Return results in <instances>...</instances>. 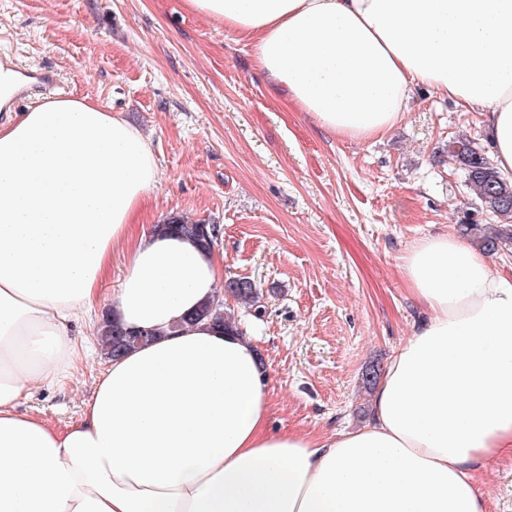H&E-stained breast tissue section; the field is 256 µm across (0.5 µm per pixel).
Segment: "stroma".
Segmentation results:
<instances>
[{"mask_svg": "<svg viewBox=\"0 0 512 512\" xmlns=\"http://www.w3.org/2000/svg\"><path fill=\"white\" fill-rule=\"evenodd\" d=\"M50 66L61 94L118 113L151 140L159 183L138 223L220 225L224 273L252 280L263 313L227 299L269 377L268 427L328 435L369 415L373 385L425 312L401 259L420 239L492 225L447 146H493L483 114L419 86L382 138L320 129L270 90L252 42L185 0H0V53ZM103 367L36 390L19 409L78 421ZM475 480L488 512H512V452Z\"/></svg>", "mask_w": 512, "mask_h": 512, "instance_id": "1", "label": "stroma"}]
</instances>
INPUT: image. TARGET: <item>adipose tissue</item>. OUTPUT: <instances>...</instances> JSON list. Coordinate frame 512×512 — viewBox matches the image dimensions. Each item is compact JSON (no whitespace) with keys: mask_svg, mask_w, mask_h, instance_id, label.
<instances>
[{"mask_svg":"<svg viewBox=\"0 0 512 512\" xmlns=\"http://www.w3.org/2000/svg\"><path fill=\"white\" fill-rule=\"evenodd\" d=\"M187 4L253 41L257 68L320 128L383 137L425 85L481 109L512 172V0ZM158 182L149 138L86 100L0 127V512H486L474 474L512 449V279L451 236L420 240L403 274L429 317L369 421L273 433L253 341L191 319L220 298L222 257L134 224ZM120 246L127 270L100 312ZM106 321L154 338L108 359L79 421L19 412L101 352Z\"/></svg>","mask_w":512,"mask_h":512,"instance_id":"obj_1","label":"adipose tissue"}]
</instances>
